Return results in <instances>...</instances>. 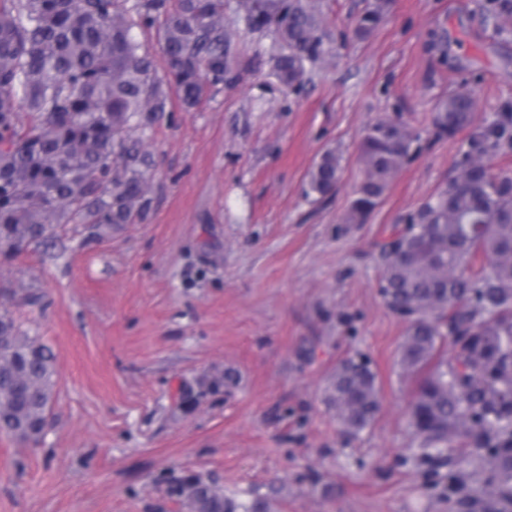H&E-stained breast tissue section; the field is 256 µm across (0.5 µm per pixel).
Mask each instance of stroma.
Instances as JSON below:
<instances>
[{"mask_svg": "<svg viewBox=\"0 0 512 512\" xmlns=\"http://www.w3.org/2000/svg\"><path fill=\"white\" fill-rule=\"evenodd\" d=\"M231 30L230 72L204 101L170 97L147 133L149 208L131 224H64L49 246L0 260V309L56 356L39 444L0 436V512H187L167 494L197 473L269 512H458L413 443L408 323L385 304L376 245L442 187L468 130L433 139L435 102L512 112V33L487 0H390L354 36L367 0H313L330 51L299 92L274 76L270 39ZM422 137L367 223L345 217L360 145L378 121ZM336 192L307 195L325 150ZM42 296L30 308L24 297ZM366 358L381 409L357 436L325 401L343 359ZM232 374L217 392L204 378ZM197 401L184 407L180 395ZM387 0L370 1L356 20L355 33L359 38L369 36L382 22Z\"/></svg>", "mask_w": 512, "mask_h": 512, "instance_id": "obj_1", "label": "stroma"}]
</instances>
